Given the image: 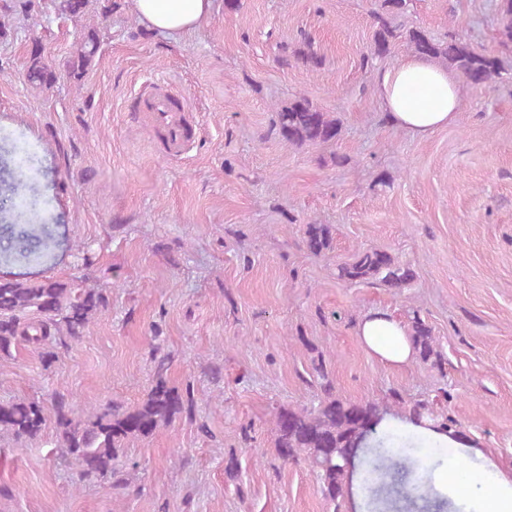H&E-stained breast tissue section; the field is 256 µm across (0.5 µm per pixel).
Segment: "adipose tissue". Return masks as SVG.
<instances>
[{
    "instance_id": "obj_1",
    "label": "adipose tissue",
    "mask_w": 512,
    "mask_h": 512,
    "mask_svg": "<svg viewBox=\"0 0 512 512\" xmlns=\"http://www.w3.org/2000/svg\"><path fill=\"white\" fill-rule=\"evenodd\" d=\"M131 13L150 32L169 37L194 30L206 18L212 0H128ZM375 88L389 122L424 139L453 123L460 111L461 89L453 72L433 59L411 55L376 73ZM363 346L390 365L407 364L413 347L401 320L376 311L358 324ZM402 441L409 448L444 449L441 487L464 512H512V473L463 435L435 420L410 414L385 415L365 443Z\"/></svg>"
}]
</instances>
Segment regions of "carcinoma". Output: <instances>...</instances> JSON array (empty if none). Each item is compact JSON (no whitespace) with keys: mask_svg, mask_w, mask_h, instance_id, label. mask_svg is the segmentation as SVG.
Listing matches in <instances>:
<instances>
[{"mask_svg":"<svg viewBox=\"0 0 512 512\" xmlns=\"http://www.w3.org/2000/svg\"><path fill=\"white\" fill-rule=\"evenodd\" d=\"M409 0H381L375 13L376 30L365 60L372 61L390 53L394 43L406 40L412 53L444 62L471 85L487 86L512 76V68L495 55L473 47L466 40L450 34L448 40L437 41L424 30L404 29L396 23L407 10ZM50 8L65 19H108L122 8L119 0H0V38L8 37L9 21L16 13L35 20ZM499 35L501 43H512V0L499 5ZM101 40L97 27L84 25L74 51L60 65L49 61L38 41L29 49L25 63V79L34 89L50 90L61 74L80 80L93 65L100 52ZM296 59L309 68H316L321 58L312 44L304 43L295 52ZM279 135L291 145L334 144L340 139V121L315 106L310 99L298 96L280 106L276 112ZM37 197L33 177L19 161L12 167H0V199ZM39 213L9 210L0 213V264H29L56 258L59 251L54 230L38 224ZM303 242L307 250L320 256L330 250L331 228L327 224H306ZM416 273L408 264L396 260L389 252L368 248L357 251L350 259L336 265V279L343 283L378 285L395 293L409 287ZM88 278L74 276L61 280L41 278L0 277V360L12 357V351L22 342L41 349L42 359L50 365L57 353L54 346L66 338L82 336L96 316L106 307V298L99 288L87 285ZM408 336L417 359L438 370L445 357L433 336L432 327L417 310L408 311ZM155 379L143 401L132 407L113 406L103 411L92 409L75 415L72 404L63 397L54 399L55 444L72 457L83 477H105L114 472L127 443L151 436L160 428L171 425L193 404L191 391L181 393L168 384L164 372L169 364L166 354L157 356ZM317 387V404L303 409L280 408L274 415L275 449L283 460L300 458L316 475L319 490L326 502L339 507L344 499L347 480L355 473L346 467L343 449L350 448L371 431L367 422L381 420L385 409L374 402L356 403L343 400L333 393L326 361L318 356L313 361ZM409 412L415 417L438 419L433 403L418 399ZM47 424L44 406L35 400L0 402V434L17 440L39 438ZM364 467L361 482L370 495L374 512H408L415 500L424 507L440 510L445 501L432 485L420 478L410 487V466L418 464L412 448H363Z\"/></svg>","mask_w":512,"mask_h":512,"instance_id":"carcinoma-1","label":"carcinoma"}]
</instances>
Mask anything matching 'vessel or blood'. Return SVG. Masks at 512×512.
I'll return each instance as SVG.
<instances>
[{"label": "vessel or blood", "mask_w": 512, "mask_h": 512, "mask_svg": "<svg viewBox=\"0 0 512 512\" xmlns=\"http://www.w3.org/2000/svg\"><path fill=\"white\" fill-rule=\"evenodd\" d=\"M145 121L163 138V150L171 158L185 157L194 146L195 115L170 89L156 85L150 100L141 102Z\"/></svg>", "instance_id": "vessel-or-blood-1"}]
</instances>
